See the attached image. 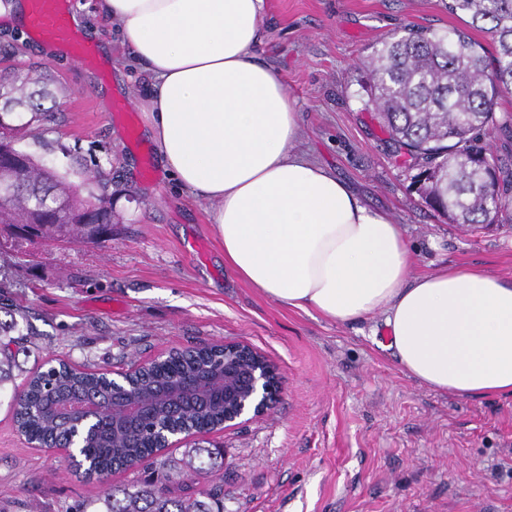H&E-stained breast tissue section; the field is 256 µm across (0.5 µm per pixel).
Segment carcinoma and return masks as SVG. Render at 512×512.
<instances>
[{"label":"carcinoma","instance_id":"carcinoma-1","mask_svg":"<svg viewBox=\"0 0 512 512\" xmlns=\"http://www.w3.org/2000/svg\"><path fill=\"white\" fill-rule=\"evenodd\" d=\"M448 13L462 14L469 26L486 33L495 54L466 32L443 34L425 28L406 30L372 51L364 64L372 108L389 135L394 156L416 171V192L457 224L512 223V156L492 150L499 134L512 138V113L496 115L498 100L512 93V0H448ZM41 76L0 70V157L12 160L14 184L0 187V238L27 241L95 242L112 226V199L103 194L107 175L95 164L84 167L82 194L69 179V168H51L22 147L24 137L41 138L49 111L37 98L46 87L30 90ZM23 109L30 117L14 123ZM17 323L0 321V389L12 381L13 340ZM224 348L204 345L175 350L150 362L133 378V390L149 396L158 387L186 380L198 383L191 400L177 409L160 406L135 419L119 418L112 389L94 371L49 366L34 372L9 405L14 422L28 440L47 448L73 444L81 448L90 475L107 482L115 470L137 466L155 455L159 431L194 428L209 433L224 420V400L208 386L223 370ZM57 397L92 394L94 406L78 405L67 421L45 411L47 391ZM163 480L150 479L130 489L109 486L79 512H224V449L201 442L184 449ZM215 482L206 490L196 480Z\"/></svg>","mask_w":512,"mask_h":512}]
</instances>
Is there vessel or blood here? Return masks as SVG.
<instances>
[{
    "instance_id": "b4317fda",
    "label": "vessel or blood",
    "mask_w": 512,
    "mask_h": 512,
    "mask_svg": "<svg viewBox=\"0 0 512 512\" xmlns=\"http://www.w3.org/2000/svg\"><path fill=\"white\" fill-rule=\"evenodd\" d=\"M24 25L32 38L65 48L80 65H93L99 60L96 45L78 32L70 0H26Z\"/></svg>"
}]
</instances>
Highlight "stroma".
<instances>
[{
  "label": "stroma",
  "instance_id": "35a3bbf8",
  "mask_svg": "<svg viewBox=\"0 0 512 512\" xmlns=\"http://www.w3.org/2000/svg\"><path fill=\"white\" fill-rule=\"evenodd\" d=\"M96 0H73L97 72L67 54L48 59L29 35L0 23L11 65L40 66L61 110L37 159L63 153L110 174L115 223L97 243L25 244L0 254V302L21 324L15 385L45 361L124 372L159 352L244 342L283 381L264 415L207 434L224 449V512H512V397L461 399L401 369L384 314L337 323L264 296L224 263L215 206L166 176L136 97L133 70ZM465 28L444 0H267L257 57L277 70L299 111L295 152L347 183L400 224L413 271L473 266L512 281V223H451L416 193L376 112L366 109L363 62L408 27ZM129 104L112 112L115 100ZM0 395V512H75L102 484L60 450L22 436Z\"/></svg>",
  "mask_w": 512,
  "mask_h": 512
}]
</instances>
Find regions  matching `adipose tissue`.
Masks as SVG:
<instances>
[{
	"label": "adipose tissue",
	"instance_id": "1",
	"mask_svg": "<svg viewBox=\"0 0 512 512\" xmlns=\"http://www.w3.org/2000/svg\"><path fill=\"white\" fill-rule=\"evenodd\" d=\"M134 66L166 173L215 203L225 263L265 296L334 322L383 312L419 383L512 396V283L475 268L411 276L400 225L292 148L299 112L258 61L266 0H99Z\"/></svg>",
	"mask_w": 512,
	"mask_h": 512
}]
</instances>
